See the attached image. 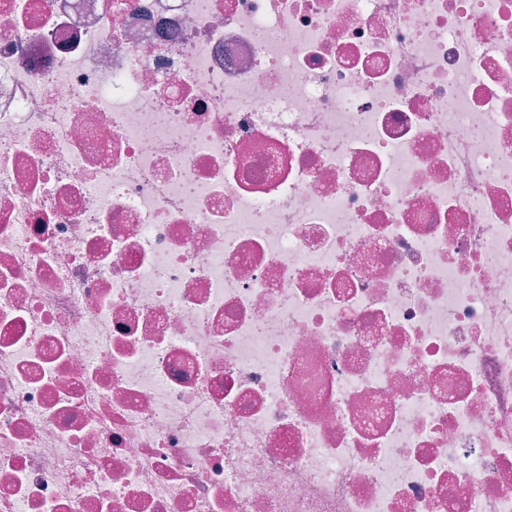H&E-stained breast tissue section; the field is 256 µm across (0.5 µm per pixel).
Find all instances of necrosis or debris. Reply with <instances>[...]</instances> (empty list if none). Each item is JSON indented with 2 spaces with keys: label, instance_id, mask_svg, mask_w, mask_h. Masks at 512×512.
Returning <instances> with one entry per match:
<instances>
[{
  "label": "necrosis or debris",
  "instance_id": "1",
  "mask_svg": "<svg viewBox=\"0 0 512 512\" xmlns=\"http://www.w3.org/2000/svg\"><path fill=\"white\" fill-rule=\"evenodd\" d=\"M0 512H512V0H0Z\"/></svg>",
  "mask_w": 512,
  "mask_h": 512
}]
</instances>
